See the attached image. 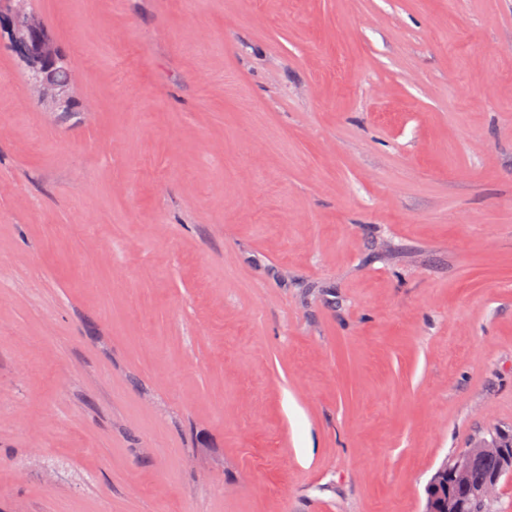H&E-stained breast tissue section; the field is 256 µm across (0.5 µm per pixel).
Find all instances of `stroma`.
<instances>
[{
    "mask_svg": "<svg viewBox=\"0 0 512 512\" xmlns=\"http://www.w3.org/2000/svg\"><path fill=\"white\" fill-rule=\"evenodd\" d=\"M0 28V512H425L512 430V0H32ZM30 0H1L0 26L6 27L12 36L13 46L20 53L28 69V81L24 89L31 100L42 97L52 89H64L59 84L69 83L70 59L60 50L39 15L30 7ZM507 434L508 436L502 435L501 438L504 442L511 444V450L509 449L508 451L506 448H499L495 438H492L491 441L483 439L479 441L474 448L465 449V452H461L453 461L449 473L451 478L458 483H464L473 470L482 467L491 459L498 460L501 463V467L494 476L477 488V494L475 495L477 507L485 503L502 477L512 475V433ZM448 466L449 465L446 464L436 471L428 483L427 488L431 489L437 481H445V479H448V484H441L439 493L446 497L464 496L466 493L465 489L448 477Z\"/></svg>",
    "mask_w": 512,
    "mask_h": 512,
    "instance_id": "stroma-1",
    "label": "stroma"
}]
</instances>
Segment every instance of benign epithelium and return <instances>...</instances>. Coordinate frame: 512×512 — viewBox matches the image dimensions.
I'll return each mask as SVG.
<instances>
[{
  "label": "benign epithelium",
  "mask_w": 512,
  "mask_h": 512,
  "mask_svg": "<svg viewBox=\"0 0 512 512\" xmlns=\"http://www.w3.org/2000/svg\"><path fill=\"white\" fill-rule=\"evenodd\" d=\"M0 26L7 28L12 36L13 46L20 53L28 69L25 95L34 100L62 85L55 79V72L70 59L60 50L50 32L45 28L39 15L30 7V0H0ZM495 459L501 467L488 481L477 488L475 502L482 506L496 488L502 477L512 475V449L498 447L496 440L483 439L475 447L458 455L453 465L440 467L428 483L452 478L458 483L465 482L469 474L487 461ZM467 501L463 499H437L427 497L426 512H466Z\"/></svg>",
  "instance_id": "7a95c632"
}]
</instances>
